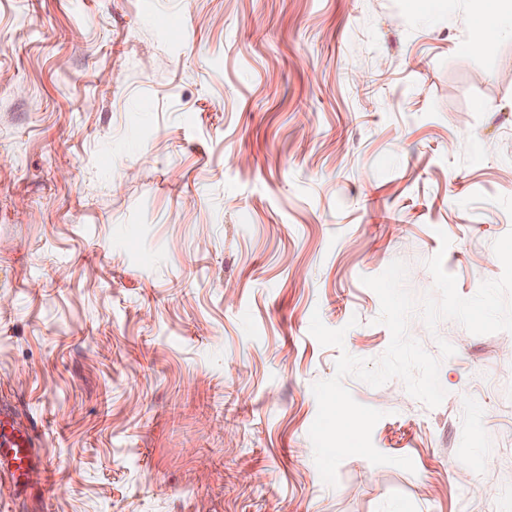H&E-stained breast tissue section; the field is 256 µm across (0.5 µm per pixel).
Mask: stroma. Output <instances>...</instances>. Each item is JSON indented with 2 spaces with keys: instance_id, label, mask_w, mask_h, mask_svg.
Instances as JSON below:
<instances>
[{
  "instance_id": "stroma-1",
  "label": "stroma",
  "mask_w": 512,
  "mask_h": 512,
  "mask_svg": "<svg viewBox=\"0 0 512 512\" xmlns=\"http://www.w3.org/2000/svg\"><path fill=\"white\" fill-rule=\"evenodd\" d=\"M495 0H0V512H512V333L408 332L446 391L344 386L377 450L323 483L315 382L391 335L362 284L461 296L512 230ZM449 247H442V238ZM345 329L321 345L312 314ZM507 6L499 8L497 12L491 13L482 18L476 25L467 48L471 51L482 49L487 43L499 37L503 29L512 23V2L510 0H499ZM34 437L20 428L12 417L0 410V457L7 458L8 468L18 486L24 485L31 470V451Z\"/></svg>"
}]
</instances>
